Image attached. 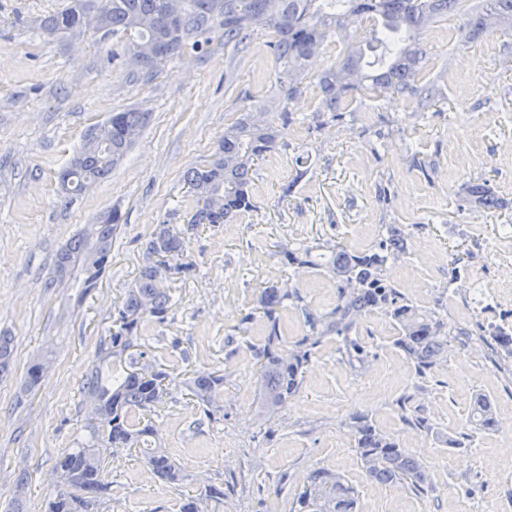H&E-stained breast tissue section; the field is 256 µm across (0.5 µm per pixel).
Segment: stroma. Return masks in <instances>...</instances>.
<instances>
[{
  "mask_svg": "<svg viewBox=\"0 0 512 512\" xmlns=\"http://www.w3.org/2000/svg\"><path fill=\"white\" fill-rule=\"evenodd\" d=\"M69 2L0 0V333L13 339L0 373V512L23 470L29 481L20 512H44L57 487V457L87 438L83 384L109 352L125 294L163 224L182 231L185 250L164 260L166 318L143 317L136 344L146 363L169 375L153 416L155 441L188 479L165 484L121 449L107 459L112 498L103 512H179L182 495L212 484L224 498L207 501L206 512H291L315 469L356 489L357 512H512V424L503 421L512 415V377L490 354L461 351L453 336L433 371L418 376L394 344V321L376 310L352 331L366 362L348 365L340 340L325 338L297 395L269 418L258 411L254 356L269 333L259 310L264 287L301 298L278 311L285 348L306 332L301 306L328 312L336 305L332 274L288 264L287 250H371L388 224L402 228L406 252L388 261L385 275L419 309L457 328L464 288L512 296V277L498 270L512 250L500 230L512 225V30L476 29L464 9L439 18L421 36L427 61L418 76L439 88L437 105L421 112L414 100L364 91L345 100L340 122L323 113L317 87L318 74L346 49L328 40L309 63L276 149L255 165L253 210L194 229L187 171L208 163L244 104L278 95L268 34L255 33L248 52L236 55L214 30L208 54L164 62L141 84L130 77L120 38L38 30L40 19ZM133 108L151 119L121 164L61 205L58 175L86 130ZM366 112L375 115L372 125L362 121ZM481 180L501 208L468 202V185ZM114 206L123 219L110 263L92 294L77 300L54 279L56 256ZM48 350L46 371L27 389L28 366ZM198 371L224 378L207 405L189 391ZM479 395L499 420L467 440ZM356 412L426 465L429 490L367 478L350 427Z\"/></svg>",
  "mask_w": 512,
  "mask_h": 512,
  "instance_id": "1",
  "label": "stroma"
}]
</instances>
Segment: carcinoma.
<instances>
[{
  "label": "carcinoma",
  "mask_w": 512,
  "mask_h": 512,
  "mask_svg": "<svg viewBox=\"0 0 512 512\" xmlns=\"http://www.w3.org/2000/svg\"><path fill=\"white\" fill-rule=\"evenodd\" d=\"M78 0L66 9L41 22L44 31L70 35L84 31L86 24ZM104 35L125 39L124 53L141 57L146 77L133 74L137 82L149 83L159 62L151 59L156 46L168 49V58L178 57L190 49L205 53L209 39L199 37L215 27L224 29V46L237 50L247 47L257 30L269 33L268 47L276 63L279 94L269 104L242 109L237 120L224 131L209 163L187 174L190 188L197 194L199 206L189 224H226L236 215L254 207L250 190L255 161L274 149L279 130L269 118L271 111L289 118L290 102L302 93L308 60L319 53L325 42L342 36L348 40L345 55L336 67L317 76L323 111L339 121L341 103L359 91H373L382 96L415 98L422 108L434 106L439 98L433 86L417 84L426 62L421 34L438 18L460 10L465 0H98ZM472 21L483 30L487 27L512 28V0H486L472 8ZM370 25V37L363 40L356 33L363 24ZM119 122L106 131L98 125L84 136L81 151L69 162L74 185L62 190V205L73 196L104 179L121 162L150 119V113L127 109L118 113ZM469 196L483 209L497 207V198L483 183L469 187ZM120 210L112 208V219L100 218L80 236L72 240L57 257L55 272L59 279L81 266L85 277L79 298L92 291L91 275L86 265L90 239L108 256L112 249ZM181 232L163 226L148 245V254L165 258L183 254ZM405 253L404 237L394 225L386 228L379 248L364 253L352 252L340 245L331 250L322 263L336 277L339 296L329 313L313 312L301 307L308 327L306 336L297 340L286 352L276 347L280 341L276 314L286 300H299L297 293L275 285L263 289L260 309L271 330L264 346L256 349L260 362V386L263 408L274 412L283 408L296 395L303 383L305 367L312 351L327 336L341 339L342 352L348 364L364 360L366 352L350 336L362 314L381 309L398 327L396 345L413 363L416 374L424 376L436 366L448 350V323L436 313H421L399 296L384 276L388 259ZM154 266L148 264L137 282L128 290L119 311L120 329L111 336L112 357L124 362L109 368L95 367L83 386L90 403L92 418L97 420L90 440L79 448H71L56 461L55 468L66 471L72 479L69 489H59L45 504V512H83L84 496L105 498L110 485L105 481L106 457L95 445L106 442L111 448H126L141 438L155 435L152 424L133 428L129 415L135 411L154 412L166 390L168 374L156 372L144 378L136 365L144 352L125 355L134 346L133 331L140 318L148 313L162 321L168 311L169 296L153 282ZM489 350L503 361L512 358V333L501 332L490 340ZM224 378L198 372L189 389L197 400L212 401ZM353 431L356 452L366 475L379 483L410 481L421 491L429 485L426 467L410 456L392 437L386 436L363 414H354ZM496 425L495 405L485 396L476 398L469 418L470 432L482 433ZM140 452L152 472L169 484L185 480L181 468L168 452L158 446ZM308 485L299 494L298 512H356L354 488L337 475L316 469L307 478Z\"/></svg>",
  "instance_id": "1"
}]
</instances>
